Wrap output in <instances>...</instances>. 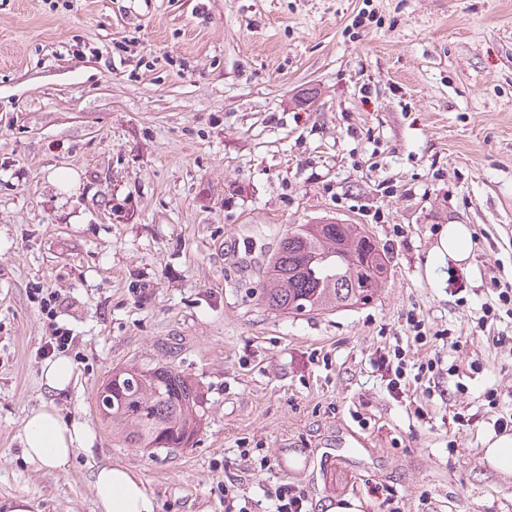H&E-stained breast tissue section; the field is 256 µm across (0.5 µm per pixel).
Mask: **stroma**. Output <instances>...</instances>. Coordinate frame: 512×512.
<instances>
[{"label": "stroma", "mask_w": 512, "mask_h": 512, "mask_svg": "<svg viewBox=\"0 0 512 512\" xmlns=\"http://www.w3.org/2000/svg\"><path fill=\"white\" fill-rule=\"evenodd\" d=\"M322 217L373 236L383 287L342 311L266 309L281 238ZM451 224L469 261L430 266ZM506 287L512 0H0L1 497L98 512L112 464L156 512H224L229 485L265 512L280 482L310 512H512V475L482 453L512 416ZM52 322L77 373L55 404L96 439L38 470L18 434ZM395 347L400 395L375 364ZM130 363L201 386L193 447L112 438L95 397Z\"/></svg>", "instance_id": "35a3bbf8"}]
</instances>
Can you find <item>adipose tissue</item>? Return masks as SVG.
<instances>
[{"instance_id":"ef3b65f1","label":"adipose tissue","mask_w":512,"mask_h":512,"mask_svg":"<svg viewBox=\"0 0 512 512\" xmlns=\"http://www.w3.org/2000/svg\"><path fill=\"white\" fill-rule=\"evenodd\" d=\"M76 381V368L65 356L44 363L40 385L49 401L34 409L18 434L25 461L37 468L65 467L78 449L92 448L95 434L81 422H64L53 401ZM93 489L100 512H155L153 497L137 474L121 467L104 465L93 475Z\"/></svg>"}]
</instances>
